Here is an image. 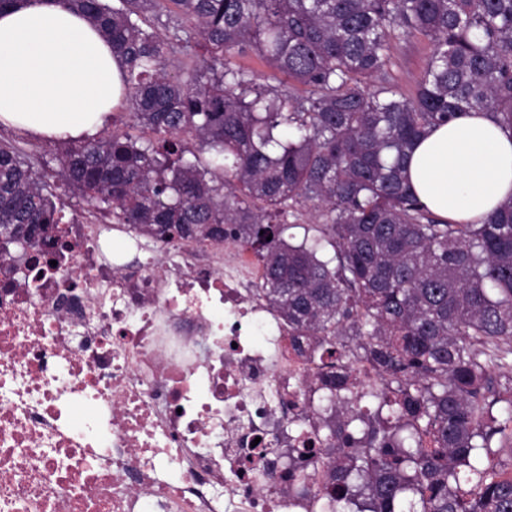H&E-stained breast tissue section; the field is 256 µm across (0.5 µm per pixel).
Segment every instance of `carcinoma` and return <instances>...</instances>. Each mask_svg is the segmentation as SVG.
Here are the masks:
<instances>
[{
  "mask_svg": "<svg viewBox=\"0 0 512 512\" xmlns=\"http://www.w3.org/2000/svg\"><path fill=\"white\" fill-rule=\"evenodd\" d=\"M124 64L127 132L69 144L64 195L156 241L230 238L264 267L263 297L312 342L328 383L365 359L375 409L333 398L326 448L288 449L326 512H512V197L481 224L435 216L406 178L431 129L484 111L512 136V0H63ZM431 52L406 95L394 44ZM192 62L174 76V49ZM253 54L269 74L236 64ZM55 189L0 141V252L53 244ZM309 212L301 243L288 218ZM300 457H327L325 478ZM478 489L462 490L461 484Z\"/></svg>",
  "mask_w": 512,
  "mask_h": 512,
  "instance_id": "obj_1",
  "label": "carcinoma"
}]
</instances>
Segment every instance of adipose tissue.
I'll return each mask as SVG.
<instances>
[{"label": "adipose tissue", "mask_w": 512, "mask_h": 512, "mask_svg": "<svg viewBox=\"0 0 512 512\" xmlns=\"http://www.w3.org/2000/svg\"><path fill=\"white\" fill-rule=\"evenodd\" d=\"M112 44L59 0H18L0 13V125L45 139L93 137L120 101ZM420 200L458 224H476L512 197V136L487 114L436 127L406 171Z\"/></svg>", "instance_id": "obj_1"}]
</instances>
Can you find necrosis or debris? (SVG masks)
Listing matches in <instances>:
<instances>
[{"label": "necrosis or debris", "instance_id": "4bbe7bcc", "mask_svg": "<svg viewBox=\"0 0 512 512\" xmlns=\"http://www.w3.org/2000/svg\"><path fill=\"white\" fill-rule=\"evenodd\" d=\"M40 286L0 263V512H322L288 478L322 366L234 240L59 226Z\"/></svg>", "mask_w": 512, "mask_h": 512}]
</instances>
